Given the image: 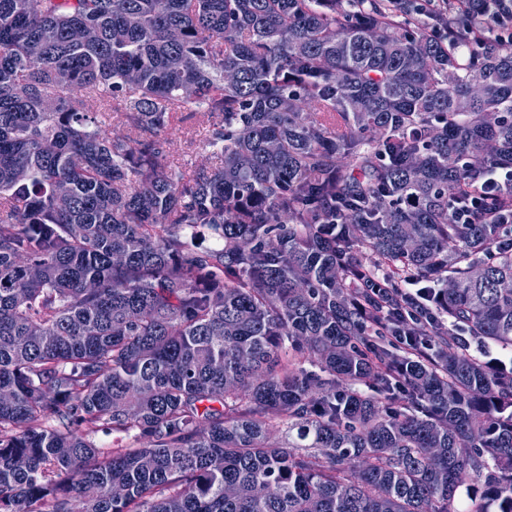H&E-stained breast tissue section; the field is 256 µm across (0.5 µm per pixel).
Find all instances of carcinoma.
<instances>
[{"label": "carcinoma", "mask_w": 512, "mask_h": 512, "mask_svg": "<svg viewBox=\"0 0 512 512\" xmlns=\"http://www.w3.org/2000/svg\"><path fill=\"white\" fill-rule=\"evenodd\" d=\"M433 24L0 0V512H455L471 482L469 512H512V366L471 352L512 351V190L482 189L512 165V44ZM185 112L214 159L188 176L160 139ZM375 264L435 294L364 315ZM97 445L100 448L108 450L109 448H116L118 446L124 448H136L139 446V440L136 434L124 433H105L98 432L93 435Z\"/></svg>", "instance_id": "cac0c4a2"}]
</instances>
